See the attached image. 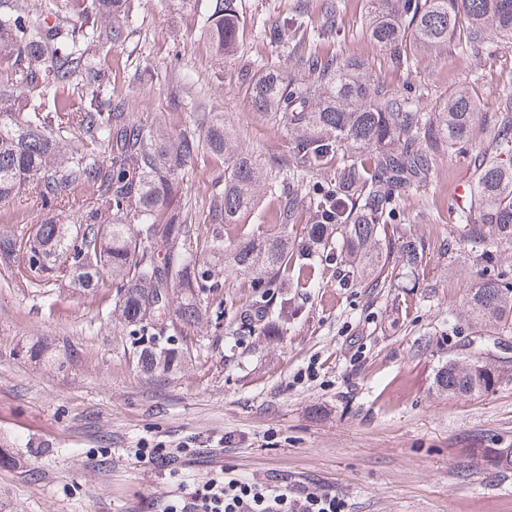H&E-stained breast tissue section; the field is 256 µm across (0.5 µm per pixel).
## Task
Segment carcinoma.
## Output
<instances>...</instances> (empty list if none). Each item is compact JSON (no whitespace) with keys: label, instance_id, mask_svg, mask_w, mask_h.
I'll list each match as a JSON object with an SVG mask.
<instances>
[{"label":"carcinoma","instance_id":"1","mask_svg":"<svg viewBox=\"0 0 512 512\" xmlns=\"http://www.w3.org/2000/svg\"><path fill=\"white\" fill-rule=\"evenodd\" d=\"M322 24L297 15L264 29L273 43L301 39L298 46L340 33L336 3L327 0ZM131 0H90L79 22L53 14L33 20L0 0V203L21 189L35 190L46 217L31 234L25 228L0 232V260L21 259L13 278L38 296L61 282L86 291L110 280L118 288L119 318L134 331L182 335L207 314L203 305L224 287L206 257L228 259L239 275L253 277L251 307L284 324L298 312L291 289L312 288L325 266L336 264L348 280L398 267L413 275L426 253L420 239L387 234L394 199L427 185L438 153L464 143L480 112L479 101L462 89L430 112L398 99L366 75L362 61H321L301 56L307 77L268 72L248 82L252 110L282 120L291 131V166L265 162L237 145V131L222 115L204 116L174 139L149 130L134 113L112 102L111 76L93 62L88 46L112 47L124 37ZM104 14L112 23L98 24ZM237 0H210L204 26L219 58L234 53ZM366 31L407 67L403 42L432 50L458 39L465 48L512 41V0H369ZM91 91L77 108L46 104L67 90ZM315 104L308 106L310 98ZM492 139L474 157V185L451 231L456 243L473 248L479 268L465 298L466 314L479 327L512 335V273L488 274L492 259L512 257V99L490 116ZM74 139L88 147L71 145ZM202 152L224 160L211 207L215 220L238 224L255 212L261 192L275 194L286 182L304 198L314 223H294L283 208L277 224H244L239 242L224 245L223 230L202 235L175 206V181ZM342 162L340 189L315 187L310 174L332 158ZM87 191L75 207V190ZM77 210L76 222H65ZM132 215L140 225L118 223ZM280 291L270 307L268 289ZM176 297L169 322L158 323L159 298ZM177 353L140 350L137 364L147 374L170 371ZM501 372L476 359L452 360L436 385L453 396H476L494 387Z\"/></svg>","mask_w":512,"mask_h":512}]
</instances>
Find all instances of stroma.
I'll list each match as a JSON object with an SVG mask.
<instances>
[{
    "instance_id": "obj_1",
    "label": "stroma",
    "mask_w": 512,
    "mask_h": 512,
    "mask_svg": "<svg viewBox=\"0 0 512 512\" xmlns=\"http://www.w3.org/2000/svg\"><path fill=\"white\" fill-rule=\"evenodd\" d=\"M126 40L90 47L112 70V99L146 126L166 118L167 134L196 120L194 99L223 113L244 150L289 162L287 127L253 112L247 79L262 70L296 74L291 45L262 34L283 15L318 22L325 0H238L239 43L218 58L196 16L177 0H132ZM340 36L318 42L319 57H356L396 97L422 110L469 88L496 112L512 95V43L465 53L456 41L429 53L408 45L410 69L395 67L368 38L367 0H337ZM490 129L476 121L468 140L437 154L424 188L396 199L392 224L426 242L419 276L375 284L327 268L321 284L298 293L296 319L269 335L254 317L236 335L249 282L226 273L208 299L224 324L205 321L169 342L131 332L115 315L116 288L83 294L63 286L42 298L16 284L0 263V512H160L185 480L215 470L340 499L345 512H512V470L468 456L471 448H512V335L468 320L474 279L469 249L444 248L459 185L472 184L473 158ZM224 172L199 155L177 187L201 232L211 230L209 195ZM51 344L63 369L29 356ZM175 345L185 360L161 378L137 366L148 344ZM485 352L505 375L473 397L438 391L448 361ZM168 448L153 465L136 449Z\"/></svg>"
}]
</instances>
